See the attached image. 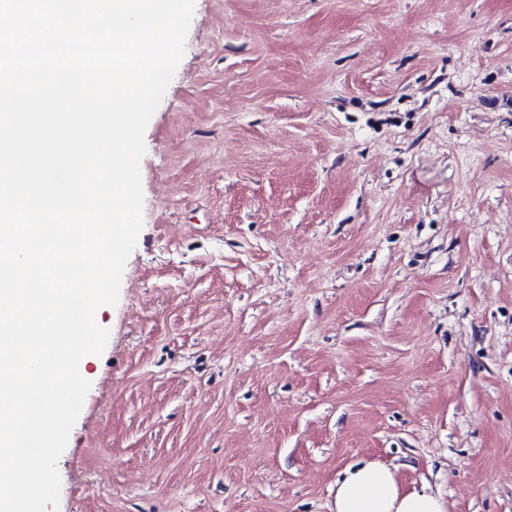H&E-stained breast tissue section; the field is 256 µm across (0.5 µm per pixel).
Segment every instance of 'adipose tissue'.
Returning <instances> with one entry per match:
<instances>
[{"instance_id": "obj_1", "label": "adipose tissue", "mask_w": 512, "mask_h": 512, "mask_svg": "<svg viewBox=\"0 0 512 512\" xmlns=\"http://www.w3.org/2000/svg\"><path fill=\"white\" fill-rule=\"evenodd\" d=\"M331 512H448V507L440 495L405 489L389 466L368 462L348 468L337 482Z\"/></svg>"}]
</instances>
